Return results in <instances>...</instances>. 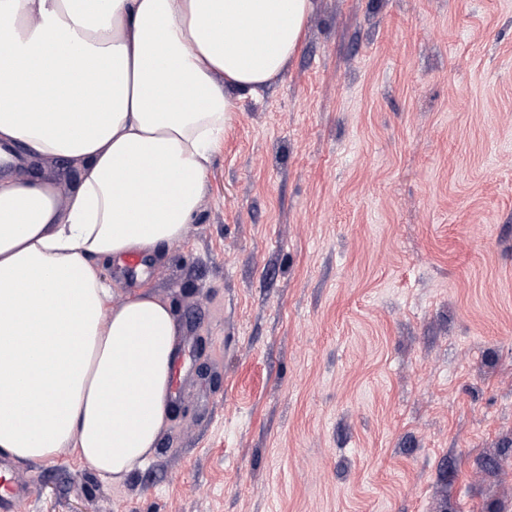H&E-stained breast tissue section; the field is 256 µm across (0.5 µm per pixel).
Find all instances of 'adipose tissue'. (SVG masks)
<instances>
[{
	"label": "adipose tissue",
	"mask_w": 512,
	"mask_h": 512,
	"mask_svg": "<svg viewBox=\"0 0 512 512\" xmlns=\"http://www.w3.org/2000/svg\"><path fill=\"white\" fill-rule=\"evenodd\" d=\"M312 0H0V451L75 450L123 481L166 424L178 328L105 264L156 256L199 212L235 104L301 46ZM81 168L69 198L18 149Z\"/></svg>",
	"instance_id": "adipose-tissue-1"
}]
</instances>
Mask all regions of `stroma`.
Returning <instances> with one entry per match:
<instances>
[{
  "mask_svg": "<svg viewBox=\"0 0 512 512\" xmlns=\"http://www.w3.org/2000/svg\"><path fill=\"white\" fill-rule=\"evenodd\" d=\"M235 98L183 239L106 270L180 331L151 461L15 463L20 512H512V0H313Z\"/></svg>",
  "mask_w": 512,
  "mask_h": 512,
  "instance_id": "obj_1",
  "label": "stroma"
}]
</instances>
